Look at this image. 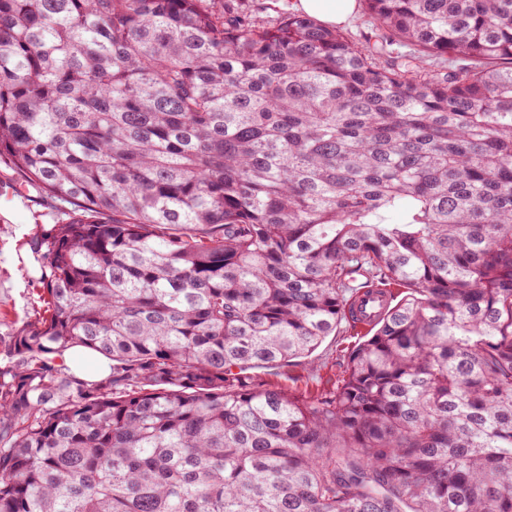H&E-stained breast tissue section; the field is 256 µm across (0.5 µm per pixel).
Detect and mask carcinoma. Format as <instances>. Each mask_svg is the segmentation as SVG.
I'll return each instance as SVG.
<instances>
[{"mask_svg": "<svg viewBox=\"0 0 512 512\" xmlns=\"http://www.w3.org/2000/svg\"><path fill=\"white\" fill-rule=\"evenodd\" d=\"M357 2L363 44L0 0V157L68 215L0 365V512H512V0ZM375 287L332 386L255 373ZM66 363L71 367L74 373L83 379H94L105 376L109 368L105 362L98 360L95 363L88 353L72 352L66 356Z\"/></svg>", "mask_w": 512, "mask_h": 512, "instance_id": "cac0c4a2", "label": "carcinoma"}]
</instances>
